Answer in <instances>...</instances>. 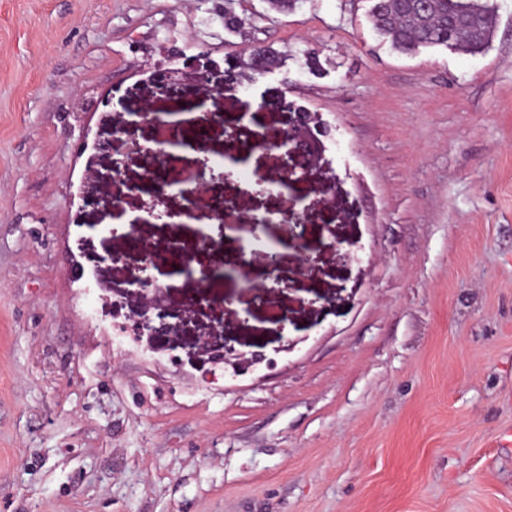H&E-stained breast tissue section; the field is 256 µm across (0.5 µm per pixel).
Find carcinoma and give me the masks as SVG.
Here are the masks:
<instances>
[{
    "label": "carcinoma",
    "instance_id": "1",
    "mask_svg": "<svg viewBox=\"0 0 512 512\" xmlns=\"http://www.w3.org/2000/svg\"><path fill=\"white\" fill-rule=\"evenodd\" d=\"M370 16L375 30L395 51L406 55L450 41L458 51L476 55L488 47L494 33L493 15L485 0H433L427 14L408 8L406 0H377ZM236 60L239 79L249 83L279 65L281 57L262 45L257 53L246 47Z\"/></svg>",
    "mask_w": 512,
    "mask_h": 512
}]
</instances>
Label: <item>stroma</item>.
Returning a JSON list of instances; mask_svg holds the SVG:
<instances>
[{
  "instance_id": "1",
  "label": "stroma",
  "mask_w": 512,
  "mask_h": 512,
  "mask_svg": "<svg viewBox=\"0 0 512 512\" xmlns=\"http://www.w3.org/2000/svg\"><path fill=\"white\" fill-rule=\"evenodd\" d=\"M489 2L472 56L394 51L373 0H0V512H512V0ZM228 10L282 57L247 88ZM165 55L207 69L205 106L150 81ZM124 103L209 125L181 167L234 158L212 191L236 228L196 254L230 276L191 310L167 276L178 333L138 343L115 333L134 241L196 226L114 216L158 163L102 123ZM293 126L308 178L258 192L279 161L245 144ZM296 197L318 258L267 225L288 286L255 303L242 226Z\"/></svg>"
}]
</instances>
